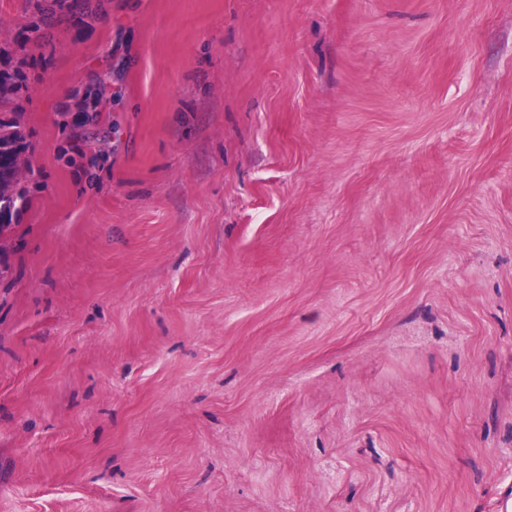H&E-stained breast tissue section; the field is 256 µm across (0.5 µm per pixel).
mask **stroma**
Masks as SVG:
<instances>
[{
    "label": "stroma",
    "instance_id": "stroma-1",
    "mask_svg": "<svg viewBox=\"0 0 512 512\" xmlns=\"http://www.w3.org/2000/svg\"><path fill=\"white\" fill-rule=\"evenodd\" d=\"M90 3L0 110V512H512V0ZM29 145L20 117L15 114L9 120L0 117V184L1 196L7 201V211H0V230L19 223L28 210L31 197L29 187L22 184L15 165L17 157L24 154ZM24 157L17 160L19 169Z\"/></svg>",
    "mask_w": 512,
    "mask_h": 512
}]
</instances>
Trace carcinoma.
Here are the masks:
<instances>
[{
  "instance_id": "1",
  "label": "carcinoma",
  "mask_w": 512,
  "mask_h": 512,
  "mask_svg": "<svg viewBox=\"0 0 512 512\" xmlns=\"http://www.w3.org/2000/svg\"><path fill=\"white\" fill-rule=\"evenodd\" d=\"M88 0H26L27 23L25 40L41 37L42 25L49 17L59 20L87 8ZM28 89L26 78L19 73L0 69V109L9 106ZM28 149L24 127L19 116L9 120L0 118V196L7 201V210L0 211V228L19 223L28 210L31 197L29 187L23 184L15 165L17 157Z\"/></svg>"
}]
</instances>
